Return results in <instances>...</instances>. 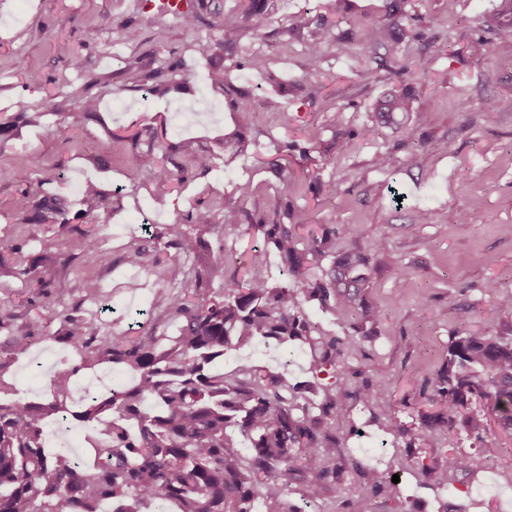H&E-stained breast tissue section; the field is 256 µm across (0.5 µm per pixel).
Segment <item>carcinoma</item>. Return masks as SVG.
I'll return each mask as SVG.
<instances>
[{
  "mask_svg": "<svg viewBox=\"0 0 512 512\" xmlns=\"http://www.w3.org/2000/svg\"><path fill=\"white\" fill-rule=\"evenodd\" d=\"M204 0L175 13L187 33L201 21ZM254 14L248 6L238 21L215 15L221 46L240 39L242 23ZM391 41L389 55L398 53L399 38L386 28L361 35L364 45ZM333 41L324 26L307 52L310 68L319 69ZM68 68L80 70L82 58L67 43L57 46ZM79 107L86 114L97 101L74 89L47 105L19 104L18 118L29 122L44 111L64 114ZM413 102L404 92L381 102L379 112L407 115ZM133 170L154 174L152 196L163 200L179 179L155 150L131 155ZM24 187L17 212L24 224H67V204L45 195L28 209L26 187L30 173L22 165L11 174ZM83 202L94 211L95 226L79 231L67 248L95 263L103 258L98 224H108L112 212L98 204L103 192L92 183L82 189ZM288 223L262 224L266 242L282 263V280L271 281L263 266L253 263L244 274L224 277L218 290L206 287L202 274H187L172 292L160 296L167 317L179 323L176 336H158L152 329L99 333L94 323L72 316L56 341L74 348L80 367L56 370L52 387L39 402L0 398V512H146L153 504H175V512H254L255 496L263 512H303L288 505V491L296 486L302 500L312 504L332 490L341 493L342 468L337 462L341 441L328 420L345 414L341 400L347 380L342 339L314 321L306 305L322 311L354 313L362 330L378 319L364 300L370 257L359 251L336 250V229L325 224L308 229V209L287 213ZM185 225L166 224L161 236L169 246L185 245ZM59 252L45 251L22 269L31 288L46 287L45 276L58 263ZM328 267H323V264ZM279 345L296 344L309 356L311 379L288 382L261 366L226 375L215 369L224 355L257 339ZM106 365L129 370L135 380L106 395H92L81 409L70 407L72 384L79 368ZM331 375L334 382L322 383ZM428 401L435 411L424 416L420 441L428 445L438 424L477 436L486 431V417L512 433V344L494 336L468 333L448 345V357L430 382ZM387 386L366 384L345 397L366 406L377 405L386 415L384 431L401 433L395 409L385 402ZM69 426L74 420L91 429L92 460L49 450L44 433L47 421ZM482 460L455 455L444 467L422 465L436 486L446 488L454 474H474ZM363 485L354 512H375V499L388 500L396 492L386 470L360 471Z\"/></svg>",
  "mask_w": 512,
  "mask_h": 512,
  "instance_id": "1",
  "label": "carcinoma"
}]
</instances>
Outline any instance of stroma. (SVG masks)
<instances>
[{"label": "stroma", "mask_w": 512, "mask_h": 512, "mask_svg": "<svg viewBox=\"0 0 512 512\" xmlns=\"http://www.w3.org/2000/svg\"><path fill=\"white\" fill-rule=\"evenodd\" d=\"M329 0H255L256 15L237 46L209 56L214 37L208 26L189 34L176 19L164 33L143 28L138 41H121L115 28L140 26L144 0H0V123H10V138L0 141V248L7 259L37 257L92 219L82 204L81 186L96 180L108 195L112 222L102 230L104 257L86 263L65 252L55 268L66 289L28 287L15 270L0 274V358L12 366L1 376L14 398L30 401L48 391L45 376L77 360L74 349L56 342L67 316L92 320L100 332L126 330L140 322L159 336L178 333L176 322L156 306L161 287H173L187 272L204 271L211 254L229 262L212 274L219 287L233 259L261 262L273 280L281 261L264 246L258 225L274 211L309 206L313 221L336 227V245L370 251L387 237L390 249L372 261L364 299L380 317L371 336L351 349L346 364L351 387L386 382L387 397L409 434H416L428 412L427 383L448 354L452 337L485 332L512 342V310L499 308L496 296L512 295V41L499 32L512 17V0H345L343 13ZM304 14L308 24L293 29ZM399 18L404 33L397 57L380 46L362 45V31ZM332 28L333 43L318 71H310L307 46L321 25ZM67 42L83 59L68 69L57 54ZM448 53L435 55L433 42ZM481 42L480 54L470 50ZM25 57V74L6 69ZM140 58L142 86L127 84L126 60ZM108 73L112 83L98 84ZM84 88L100 99L91 115L73 110L65 117L48 112L39 123L16 120L17 101L45 98ZM406 89L415 111L408 120L377 126L366 135L378 102ZM469 99L461 109V99ZM322 130L320 152L299 133L307 124ZM244 138L247 151L225 162L228 143ZM352 138L340 153L337 141ZM162 150L168 167L181 177L163 204L151 198L152 175L133 172L132 153ZM430 153L427 169L413 161ZM213 158L207 170L186 167L190 151ZM392 162L381 167L379 155ZM25 165L34 180L29 204L55 194L68 202V224H21L16 206L21 189L8 173ZM250 182L239 196L236 184ZM331 181L325 195L320 183ZM402 201H394V192ZM239 209L241 222L217 224V205ZM426 208L432 221L419 223ZM468 222H461V215ZM207 225L190 247L165 246L157 234L182 217ZM160 258L167 277L156 284L147 268L125 265L128 246ZM96 281L102 302L86 299V281ZM28 334L31 345L16 354L15 338ZM275 345L261 342L229 352L220 367L230 372L265 366L290 382L308 379V356L297 352L283 365ZM375 408L355 404L337 418L343 447L339 461L392 467L400 478L403 512H503L512 485L501 474L512 467V437L497 428L482 436L441 431L430 446L415 449L385 434ZM379 441L374 457L352 455L351 446ZM455 453L479 456L481 472L456 478L451 491L424 485L414 473L416 457L447 462Z\"/></svg>", "instance_id": "1"}]
</instances>
